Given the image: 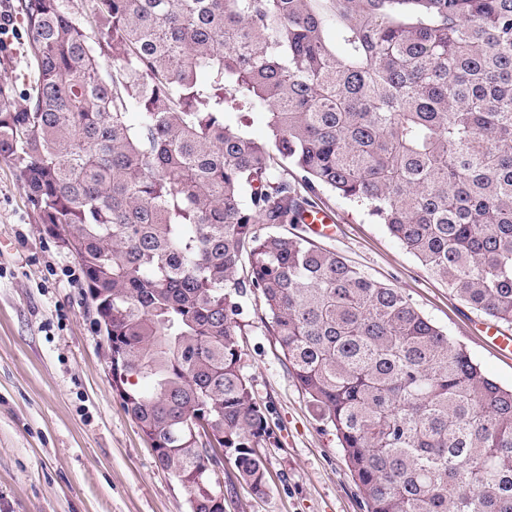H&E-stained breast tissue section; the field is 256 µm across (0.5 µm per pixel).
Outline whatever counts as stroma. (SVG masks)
I'll use <instances>...</instances> for the list:
<instances>
[{
  "label": "stroma",
  "instance_id": "obj_1",
  "mask_svg": "<svg viewBox=\"0 0 512 512\" xmlns=\"http://www.w3.org/2000/svg\"><path fill=\"white\" fill-rule=\"evenodd\" d=\"M335 218L316 238L369 278L408 296L483 370L512 385V355L486 337L491 320L431 277L384 225L323 192ZM74 255L29 207L0 160V512H190L187 488L163 470L113 387L106 343ZM243 371L269 410L255 496L224 464V512H364L333 428L320 421L274 339L257 294L241 300Z\"/></svg>",
  "mask_w": 512,
  "mask_h": 512
}]
</instances>
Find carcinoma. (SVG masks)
I'll return each mask as SVG.
<instances>
[{
	"label": "carcinoma",
	"instance_id": "cac0c4a2",
	"mask_svg": "<svg viewBox=\"0 0 512 512\" xmlns=\"http://www.w3.org/2000/svg\"><path fill=\"white\" fill-rule=\"evenodd\" d=\"M88 2L13 5L27 72L0 84V158L77 242L123 408L191 512H223L192 415L267 491L249 291L366 512H512V386L397 290L279 231L331 191L511 327L512 0Z\"/></svg>",
	"mask_w": 512,
	"mask_h": 512
}]
</instances>
